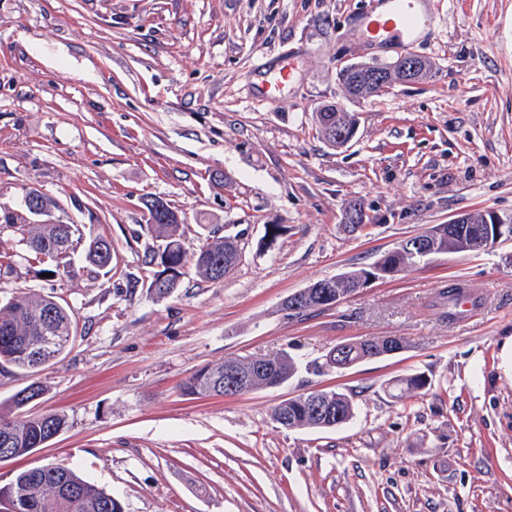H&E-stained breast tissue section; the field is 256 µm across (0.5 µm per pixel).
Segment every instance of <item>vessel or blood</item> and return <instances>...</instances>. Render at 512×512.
Masks as SVG:
<instances>
[{"label": "vessel or blood", "mask_w": 512, "mask_h": 512, "mask_svg": "<svg viewBox=\"0 0 512 512\" xmlns=\"http://www.w3.org/2000/svg\"><path fill=\"white\" fill-rule=\"evenodd\" d=\"M432 21L429 0H368L361 31L368 43L404 48L414 44L419 30Z\"/></svg>", "instance_id": "b4317fda"}]
</instances>
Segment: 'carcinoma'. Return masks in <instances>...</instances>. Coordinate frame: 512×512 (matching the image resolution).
<instances>
[{
  "mask_svg": "<svg viewBox=\"0 0 512 512\" xmlns=\"http://www.w3.org/2000/svg\"><path fill=\"white\" fill-rule=\"evenodd\" d=\"M148 212L147 224L157 237L165 241L170 257L176 263H186L187 254L181 241L176 237L178 225L182 222L180 213L170 207L163 214L156 213L154 200L145 202ZM447 232L440 238L437 253H461L462 242L472 234L473 226L467 224L443 225ZM29 247L36 254L53 256L71 248L76 249L82 242V233L77 224H36L30 230ZM112 244L99 239L95 245L83 247L84 261L90 271L105 268ZM236 239L214 236L193 254L192 262L196 273L209 282H218L220 277L214 269L224 265V260L237 255ZM73 335L70 310L51 297H35L28 293L12 297L0 306V367L6 366L28 373H37L45 365L40 359L41 339L44 336H61L65 339L55 352L58 361L66 351ZM381 340L364 339L347 345L346 359L350 362L369 359L383 353ZM297 372L295 360L280 354L272 367V376L253 377L245 392L265 389L271 379H290ZM214 372L204 367L182 381L180 390L189 396L208 394L206 385ZM430 385L421 374H411L397 379L391 385L396 390L394 397L402 398L419 393ZM43 393L42 386L32 383L17 392L13 406L20 410L37 400ZM277 420L285 419L299 429H319L321 423L310 422L295 402L288 399L273 411ZM66 427L63 415L18 416L0 412V448H11L14 457L30 454V449L41 448ZM19 492L14 512H116L112 494L82 479L75 470L64 463H48L20 471L12 481Z\"/></svg>",
  "mask_w": 512,
  "mask_h": 512,
  "instance_id": "carcinoma-1",
  "label": "carcinoma"
}]
</instances>
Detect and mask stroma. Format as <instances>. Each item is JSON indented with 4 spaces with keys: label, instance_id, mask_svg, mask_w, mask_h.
I'll list each match as a JSON object with an SVG mask.
<instances>
[{
    "label": "stroma",
    "instance_id": "obj_1",
    "mask_svg": "<svg viewBox=\"0 0 512 512\" xmlns=\"http://www.w3.org/2000/svg\"><path fill=\"white\" fill-rule=\"evenodd\" d=\"M367 0H0V205L26 188L58 202L84 240L112 244V270L45 278L13 232L0 301L68 303L78 335L59 362L0 369V407L44 392L28 415L67 425L0 462V487L65 463L124 512H512V241L436 255L335 307L283 310L309 284L369 266L462 213H512V0H432L418 37L426 79L367 98L338 71L395 60L358 34ZM296 79L273 87L288 63ZM326 104L358 115L344 148L315 123ZM183 212L187 254L237 238L218 282L187 270L158 300L161 242L144 201ZM282 225L277 238L268 225ZM459 284L465 299L439 303ZM396 336L401 352L285 384L196 399L180 383L228 357ZM420 373L429 390L393 398ZM350 393L331 429L281 427L274 408L314 389Z\"/></svg>",
    "mask_w": 512,
    "mask_h": 512
}]
</instances>
